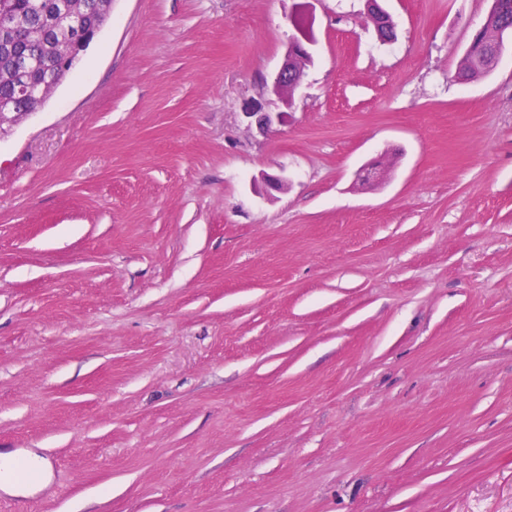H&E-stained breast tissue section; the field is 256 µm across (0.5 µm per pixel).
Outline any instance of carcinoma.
Instances as JSON below:
<instances>
[{
	"label": "carcinoma",
	"mask_w": 512,
	"mask_h": 512,
	"mask_svg": "<svg viewBox=\"0 0 512 512\" xmlns=\"http://www.w3.org/2000/svg\"><path fill=\"white\" fill-rule=\"evenodd\" d=\"M505 12L485 24L471 42L464 74L477 78L488 73L489 51L499 30L512 28V0H501ZM112 13V0H0V27L22 28L29 38L20 44H0V114L16 119L29 106L17 90L34 88L49 94L70 73L59 67L61 44L77 29L101 27Z\"/></svg>",
	"instance_id": "cac0c4a2"
}]
</instances>
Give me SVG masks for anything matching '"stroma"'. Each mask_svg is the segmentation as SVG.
<instances>
[{"label":"stroma","instance_id":"obj_1","mask_svg":"<svg viewBox=\"0 0 512 512\" xmlns=\"http://www.w3.org/2000/svg\"><path fill=\"white\" fill-rule=\"evenodd\" d=\"M384 3L390 44L365 0H112L0 135V449L50 474L0 512H512V49L460 81L489 0ZM290 22L296 34H292L288 39L283 64L270 89L272 94L283 99L291 98L299 86L303 72L301 63L311 60L308 46L314 42L300 18L295 17ZM249 124H254L260 131H269L275 124L285 121L286 113L283 112H264L261 108H256L243 112Z\"/></svg>","mask_w":512,"mask_h":512}]
</instances>
